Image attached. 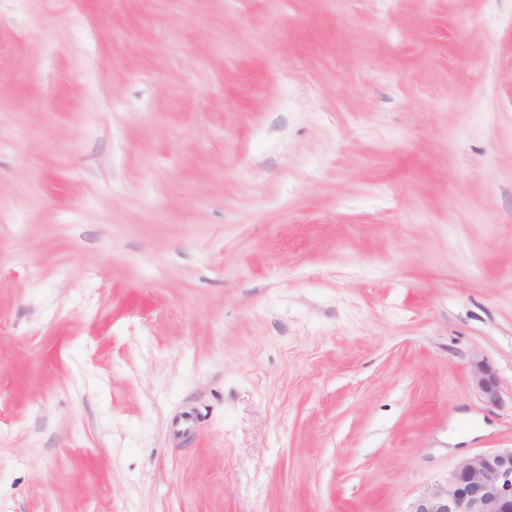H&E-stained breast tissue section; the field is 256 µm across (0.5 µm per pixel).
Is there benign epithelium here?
I'll use <instances>...</instances> for the list:
<instances>
[{
  "label": "benign epithelium",
  "instance_id": "benign-epithelium-1",
  "mask_svg": "<svg viewBox=\"0 0 512 512\" xmlns=\"http://www.w3.org/2000/svg\"><path fill=\"white\" fill-rule=\"evenodd\" d=\"M470 380L486 403L499 402L496 376L484 360L473 362ZM409 512H512V448L459 461L447 481L428 487Z\"/></svg>",
  "mask_w": 512,
  "mask_h": 512
}]
</instances>
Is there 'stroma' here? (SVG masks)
I'll list each match as a JSON object with an SVG mask.
<instances>
[{
  "instance_id": "35a3bbf8",
  "label": "stroma",
  "mask_w": 512,
  "mask_h": 512,
  "mask_svg": "<svg viewBox=\"0 0 512 512\" xmlns=\"http://www.w3.org/2000/svg\"><path fill=\"white\" fill-rule=\"evenodd\" d=\"M501 448L512 0H0V512H409ZM470 380L486 403L497 405L499 402L497 379L492 368L483 359L473 362Z\"/></svg>"
}]
</instances>
